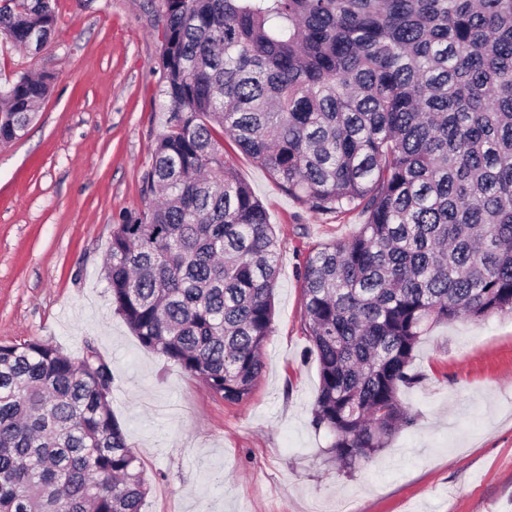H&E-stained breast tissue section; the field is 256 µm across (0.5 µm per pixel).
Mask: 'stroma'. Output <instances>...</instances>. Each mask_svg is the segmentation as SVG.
<instances>
[{"label":"stroma","mask_w":512,"mask_h":512,"mask_svg":"<svg viewBox=\"0 0 512 512\" xmlns=\"http://www.w3.org/2000/svg\"><path fill=\"white\" fill-rule=\"evenodd\" d=\"M41 50L0 40V82L55 79L25 134L0 145V344L39 339L112 367V411L150 487L143 512H512V314L439 324L403 389L416 421L352 469L312 424L319 368L303 321L310 251L365 216L316 213L233 144L238 176L281 244L273 333L250 395L231 403L141 346L103 278L112 227L141 212L156 142L161 31L149 0H56Z\"/></svg>","instance_id":"obj_1"}]
</instances>
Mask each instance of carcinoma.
Listing matches in <instances>:
<instances>
[{"label":"carcinoma","instance_id":"1","mask_svg":"<svg viewBox=\"0 0 512 512\" xmlns=\"http://www.w3.org/2000/svg\"><path fill=\"white\" fill-rule=\"evenodd\" d=\"M159 201L113 225L105 279L140 344L246 399L273 330L280 245L224 138L312 211L367 215L309 252L313 426L352 468L414 424L399 397L437 323L512 313V0H159ZM53 0H0V38L43 46ZM53 73L0 83V142ZM112 367L0 344V512H142Z\"/></svg>","mask_w":512,"mask_h":512}]
</instances>
